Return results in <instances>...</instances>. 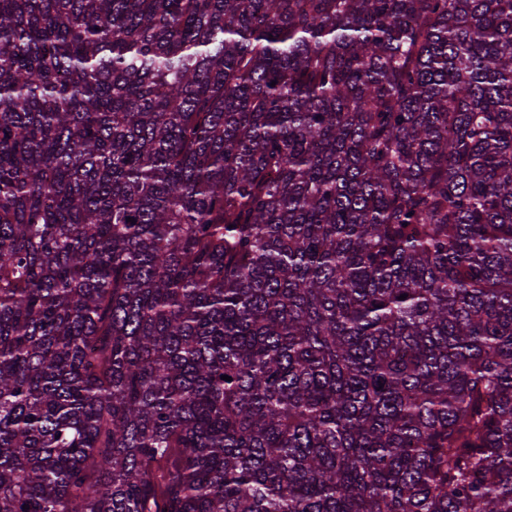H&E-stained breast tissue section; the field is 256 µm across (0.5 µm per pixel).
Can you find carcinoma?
I'll list each match as a JSON object with an SVG mask.
<instances>
[{"mask_svg": "<svg viewBox=\"0 0 512 512\" xmlns=\"http://www.w3.org/2000/svg\"><path fill=\"white\" fill-rule=\"evenodd\" d=\"M0 512H512V0H0Z\"/></svg>", "mask_w": 512, "mask_h": 512, "instance_id": "carcinoma-1", "label": "carcinoma"}]
</instances>
